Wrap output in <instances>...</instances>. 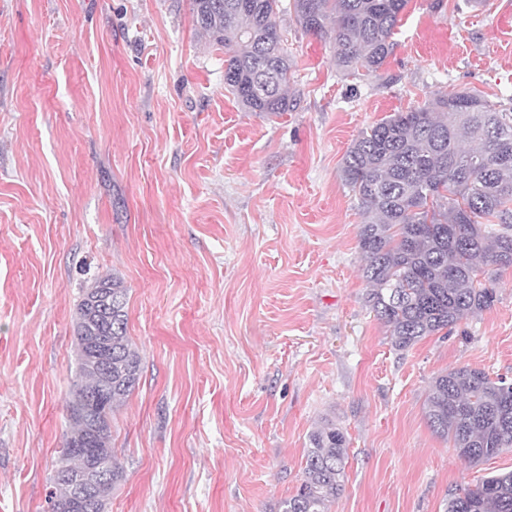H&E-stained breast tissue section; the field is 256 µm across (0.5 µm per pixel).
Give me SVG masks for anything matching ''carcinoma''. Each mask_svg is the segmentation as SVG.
<instances>
[{"label": "carcinoma", "mask_w": 512, "mask_h": 512, "mask_svg": "<svg viewBox=\"0 0 512 512\" xmlns=\"http://www.w3.org/2000/svg\"><path fill=\"white\" fill-rule=\"evenodd\" d=\"M409 0H292L296 21L336 48V68H381L393 50L399 15ZM279 0H193L195 26L224 47V86L249 112L290 110L293 60L279 28ZM342 179L357 197L364 224L358 244L367 306L405 351L491 308L498 278L512 267V112L474 91L452 92L394 112L361 131L348 148ZM127 289L106 276L85 294L74 328L76 384L50 512H69L67 475L92 462L112 476L90 489L91 507L105 512L122 476L111 448L112 412L135 389L141 359L127 335ZM112 337V391L87 355ZM506 382L468 366L436 376L426 418L472 464L512 447V398ZM104 395L83 416L79 402ZM303 478L283 512H328L342 490L348 460L342 429L326 423L308 435ZM447 512H512V471L485 478L448 500Z\"/></svg>", "instance_id": "carcinoma-1"}]
</instances>
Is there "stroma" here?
Here are the masks:
<instances>
[{"label":"stroma","instance_id":"obj_1","mask_svg":"<svg viewBox=\"0 0 512 512\" xmlns=\"http://www.w3.org/2000/svg\"><path fill=\"white\" fill-rule=\"evenodd\" d=\"M294 109L248 112L192 0H0V512H48L99 277L128 290L138 386L112 414L105 512H282L308 434L348 440L329 512H446L512 470L424 413L438 374L512 381V269L494 305L395 350L365 300L358 134L451 91L512 111V0H409L374 73L290 12Z\"/></svg>","mask_w":512,"mask_h":512}]
</instances>
